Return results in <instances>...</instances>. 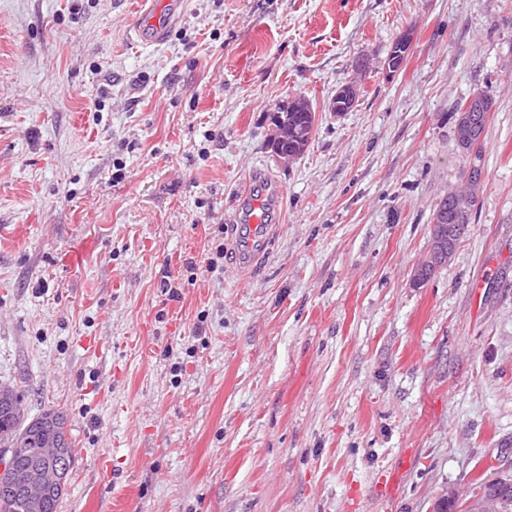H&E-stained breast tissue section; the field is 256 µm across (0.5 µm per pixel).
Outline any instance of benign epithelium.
Here are the masks:
<instances>
[{
	"label": "benign epithelium",
	"mask_w": 512,
	"mask_h": 512,
	"mask_svg": "<svg viewBox=\"0 0 512 512\" xmlns=\"http://www.w3.org/2000/svg\"><path fill=\"white\" fill-rule=\"evenodd\" d=\"M357 98L354 85L346 84L336 90L333 98V109L341 114L349 111ZM483 101L482 92L471 95L461 110L457 123L458 144L478 146L483 142L486 127L474 120L471 109L479 107ZM285 129L282 121H276L270 135V144L275 156L284 163L294 160L293 154L277 146L283 138ZM450 206H438L436 220L431 224V245L426 259L418 266L414 281L420 285L426 282L435 270L452 258L459 236V222L467 214V208L462 201V194L451 191L444 197ZM58 444L52 440L39 450V456L31 462L16 466L12 463L0 466V491H11L24 498L27 512H42L47 497L63 493L64 483L60 472L66 467V462L60 460L57 467H47L42 459L48 457L47 449L56 448Z\"/></svg>",
	"instance_id": "1"
}]
</instances>
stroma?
Wrapping results in <instances>:
<instances>
[{"mask_svg": "<svg viewBox=\"0 0 512 512\" xmlns=\"http://www.w3.org/2000/svg\"><path fill=\"white\" fill-rule=\"evenodd\" d=\"M134 2L0 0V384L67 416L60 512H434L512 475V0H186L160 46ZM482 88L477 209L419 286ZM257 170L283 197L243 269ZM466 101V102H465ZM463 101L456 109L455 112H452L451 118H454V128H456L457 124V139L458 144L462 147H467L468 145H474L475 147L480 145L483 142L486 134L487 125L481 126V124L485 123L486 120L489 119L488 112H483L481 109H476V112H479V116L481 117V124L477 123L474 120V113L470 112L473 107L479 108V104H482L483 96L482 92L478 91L471 95L467 100ZM465 103V104H464ZM463 106V107H462ZM462 107L461 113L458 110ZM461 117L459 119V116ZM459 119V121H458ZM458 121V123H457ZM458 145V146H459ZM459 146V148H460ZM461 149V148H460ZM462 150V149H461ZM463 151V150H462ZM471 149H468L467 152L470 153ZM482 161V147L481 145L476 149L475 158L473 161L472 167L469 169V181L467 182L471 192L477 191L479 189V185L484 182V167L481 164ZM478 162V164H477ZM288 116V139L284 141L283 147H277L276 144L283 138L285 129L282 120H276V124L272 129L270 135V144L275 156L284 163H290L295 158L293 154L298 157L302 156L307 150L314 130L315 112H286ZM288 149L285 151L284 149Z\"/></svg>", "mask_w": 512, "mask_h": 512, "instance_id": "stroma-1", "label": "stroma"}]
</instances>
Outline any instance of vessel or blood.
I'll return each mask as SVG.
<instances>
[{
	"label": "vessel or blood",
	"instance_id": "obj_1",
	"mask_svg": "<svg viewBox=\"0 0 512 512\" xmlns=\"http://www.w3.org/2000/svg\"><path fill=\"white\" fill-rule=\"evenodd\" d=\"M185 6V0H150L149 7L134 20L132 31L135 38L149 46L164 44ZM278 203L279 192L269 185L264 187L260 195L244 201L240 219L247 222L248 227L239 238L240 265H250L264 254L272 232L269 220Z\"/></svg>",
	"mask_w": 512,
	"mask_h": 512
}]
</instances>
